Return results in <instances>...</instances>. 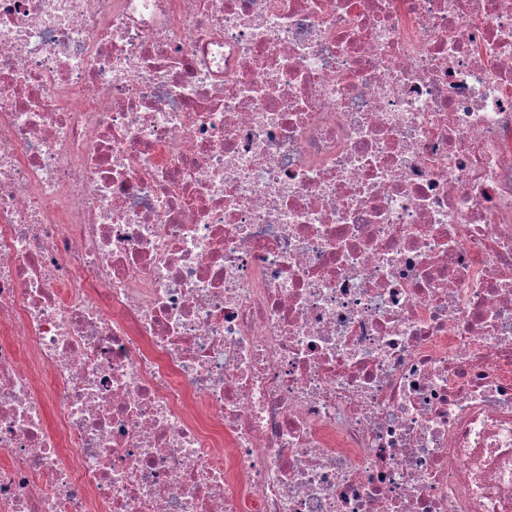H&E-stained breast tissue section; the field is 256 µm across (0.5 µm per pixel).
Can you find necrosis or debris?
<instances>
[{
    "instance_id": "necrosis-or-debris-1",
    "label": "necrosis or debris",
    "mask_w": 512,
    "mask_h": 512,
    "mask_svg": "<svg viewBox=\"0 0 512 512\" xmlns=\"http://www.w3.org/2000/svg\"><path fill=\"white\" fill-rule=\"evenodd\" d=\"M0 451V512H512V0H0Z\"/></svg>"
}]
</instances>
